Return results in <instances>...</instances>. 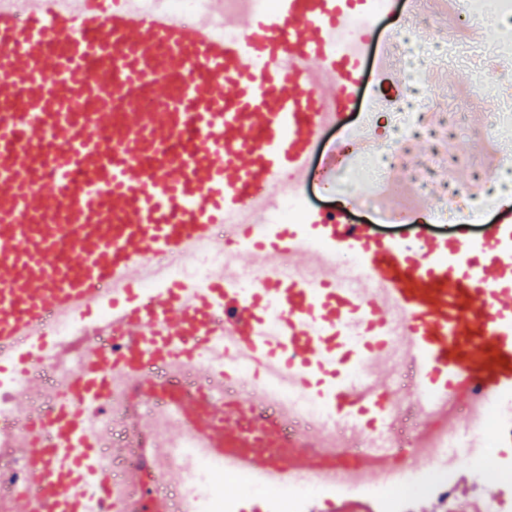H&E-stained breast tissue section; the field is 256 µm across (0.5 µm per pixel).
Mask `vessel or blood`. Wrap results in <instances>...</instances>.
<instances>
[{
	"instance_id": "vessel-or-blood-1",
	"label": "vessel or blood",
	"mask_w": 512,
	"mask_h": 512,
	"mask_svg": "<svg viewBox=\"0 0 512 512\" xmlns=\"http://www.w3.org/2000/svg\"><path fill=\"white\" fill-rule=\"evenodd\" d=\"M205 3L184 21L167 0H0V370L29 394L12 416L11 452L29 472L11 512H124L94 419L117 389L151 390L153 363L204 364L210 390L178 399L184 420L206 426L225 467L267 486L298 475L350 488L454 466L484 442L436 440L476 428L475 399H512L511 201L476 240L387 238L345 209L267 221L309 182L364 61L397 70L391 47H374L375 24L349 28L368 0H280L274 13ZM219 224L234 262L203 287L144 294L153 258H188ZM252 263L263 276L241 288ZM107 296L104 339L53 382L34 375L35 353L61 355L51 325ZM242 363L314 399L324 422L298 443L291 406L251 426ZM335 423L345 445L331 451ZM167 454L153 449L125 484H182L181 471L157 469Z\"/></svg>"
}]
</instances>
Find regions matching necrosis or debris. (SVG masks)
<instances>
[{
	"mask_svg": "<svg viewBox=\"0 0 512 512\" xmlns=\"http://www.w3.org/2000/svg\"><path fill=\"white\" fill-rule=\"evenodd\" d=\"M411 8L425 24L431 25V36L436 40L435 48L440 58L470 80L473 95L485 96L491 88L512 84L511 68L490 70L486 67L489 58H512V26L502 28L496 41L489 46L477 45L468 39L469 32L482 26L488 18L512 19V0H411ZM440 14L447 18V28L436 26V17ZM394 46L406 69L408 89L407 94L390 108L394 116L395 144L382 146L373 120L365 119L362 126L364 144L344 143L336 154L335 177H328L322 167L317 166L313 169V178L318 188L327 194L351 187L360 188V207L371 209L385 220L397 223L405 218L408 207L403 202H391L385 198L382 186L387 175L402 171L411 190L423 194L429 190L445 162L444 157L436 155L413 165L404 164L397 144L419 130L435 128L436 115L445 100L439 94L424 95L420 92L425 70L424 51L417 44L400 39L395 40ZM489 118V127L493 131L490 141L497 155L496 165L486 173L487 180L491 181L501 172H512V102L495 99ZM490 206V199L481 198L479 186L454 185L440 198L437 218L442 222L477 221ZM232 258L230 251L201 246L189 259L160 260L148 274L144 289L148 292L159 290L173 279L183 282L188 288L200 287L213 266L229 263ZM129 399V393H114L111 408L103 410L97 421L98 428L106 430L110 439L105 452L112 457L109 476L118 488L123 485L125 469L141 461L140 450L129 437L125 415ZM16 431L10 404L1 400L0 512H9V493L25 487L27 469L10 453ZM167 442L175 450L169 463L182 468L185 479L178 487L158 482L154 489L171 498L173 512H237L236 499L225 494V485L231 484L241 490L261 487L260 482L248 472L225 471L223 457L208 451L206 437L201 430L186 429L168 437ZM481 467V460L464 457L458 468L437 466L425 478L410 473L399 482L371 487L370 492L383 501L386 512H401V506L407 500L449 495L458 469H466L473 480H480ZM335 491V485L320 479L290 478L275 489L274 512H305L314 497Z\"/></svg>",
	"mask_w": 512,
	"mask_h": 512,
	"instance_id": "obj_1",
	"label": "necrosis or debris"
}]
</instances>
